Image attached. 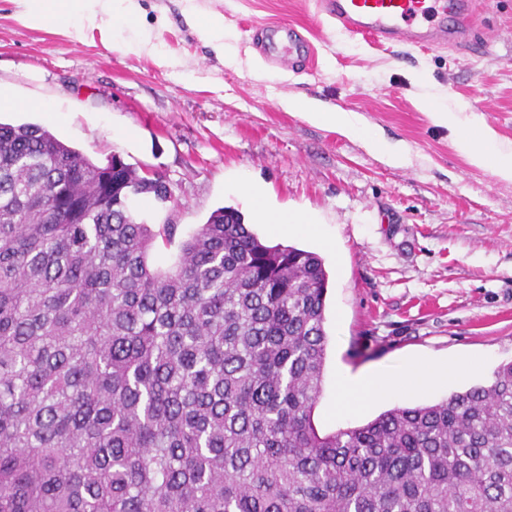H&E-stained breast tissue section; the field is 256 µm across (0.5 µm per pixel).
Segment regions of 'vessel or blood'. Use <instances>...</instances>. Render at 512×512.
<instances>
[{"mask_svg": "<svg viewBox=\"0 0 512 512\" xmlns=\"http://www.w3.org/2000/svg\"><path fill=\"white\" fill-rule=\"evenodd\" d=\"M319 7L338 29L352 36L412 46L471 47L473 0H318ZM284 34L289 54L303 56L305 39L293 28L266 29L261 40Z\"/></svg>", "mask_w": 512, "mask_h": 512, "instance_id": "obj_1", "label": "vessel or blood"}]
</instances>
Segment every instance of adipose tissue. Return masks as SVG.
I'll use <instances>...</instances> for the list:
<instances>
[{
    "label": "adipose tissue",
    "mask_w": 512,
    "mask_h": 512,
    "mask_svg": "<svg viewBox=\"0 0 512 512\" xmlns=\"http://www.w3.org/2000/svg\"><path fill=\"white\" fill-rule=\"evenodd\" d=\"M18 17L27 26L39 28L61 21L80 27L96 26L99 18L110 19L111 25L103 32L104 44H120L127 53H140L146 43L142 40L116 42L117 27L136 23L140 8L138 0H15ZM280 104L289 112L300 113L309 122L322 125L353 138L360 139L372 152L380 155L390 166L402 168L409 164L410 154L400 143H393L374 134L361 115L321 102L297 96L281 98ZM436 124L448 127L456 150L473 166L491 170L500 181L512 183V151L501 148L492 129L473 114L454 112L444 107H432ZM256 218L276 233H307L312 228L311 216L300 212L270 209L259 186L248 189ZM464 366L439 365L412 361L398 373L380 375L367 373L358 376H340L337 406L351 411L388 394L421 391L447 383L462 375Z\"/></svg>",
    "instance_id": "1"
}]
</instances>
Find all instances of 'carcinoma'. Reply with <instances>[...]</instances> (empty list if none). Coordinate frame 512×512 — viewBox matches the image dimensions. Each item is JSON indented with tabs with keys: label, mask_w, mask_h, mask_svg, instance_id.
I'll use <instances>...</instances> for the list:
<instances>
[{
	"label": "carcinoma",
	"mask_w": 512,
	"mask_h": 512,
	"mask_svg": "<svg viewBox=\"0 0 512 512\" xmlns=\"http://www.w3.org/2000/svg\"><path fill=\"white\" fill-rule=\"evenodd\" d=\"M0 123V512H512V362L321 435L327 273L230 207Z\"/></svg>",
	"instance_id": "obj_1"
}]
</instances>
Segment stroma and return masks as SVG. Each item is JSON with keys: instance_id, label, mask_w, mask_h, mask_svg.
<instances>
[{"instance_id": "35a3bbf8", "label": "stroma", "mask_w": 512, "mask_h": 512, "mask_svg": "<svg viewBox=\"0 0 512 512\" xmlns=\"http://www.w3.org/2000/svg\"><path fill=\"white\" fill-rule=\"evenodd\" d=\"M196 3L223 16L238 64L207 45L184 0H139L137 25L119 34L150 39L160 59L106 47L95 29L27 27L13 0H0V89L15 100L0 107V121L41 125L95 163L117 156L139 174L164 176L173 201L131 202L138 220L176 225V243L151 254L164 267L215 209L250 218L246 184H260L277 209L315 216L316 236L253 230L267 244L317 253L329 276L313 415L320 433L489 383L512 361V183L472 166L422 101L466 107L512 147V0H477V29L489 37L480 51L351 37L315 0ZM267 24L293 26L313 57L294 66L266 59L251 34ZM289 95L359 113L378 136L404 144L411 164L389 166L359 139L283 110ZM409 360L480 367L445 386L336 413L340 373L391 374Z\"/></svg>"}]
</instances>
